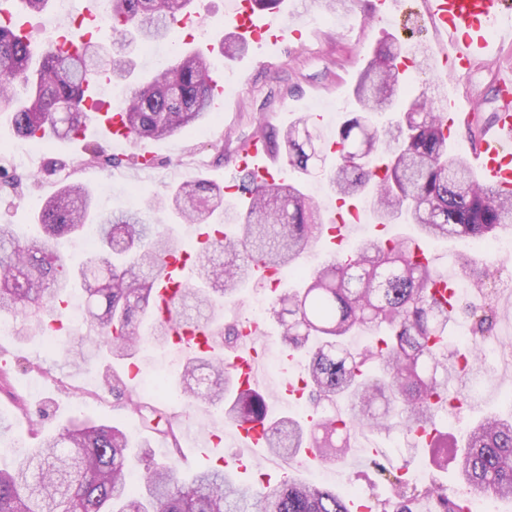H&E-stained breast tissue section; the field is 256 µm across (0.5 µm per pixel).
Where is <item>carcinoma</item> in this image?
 Here are the masks:
<instances>
[{
    "label": "carcinoma",
    "instance_id": "1",
    "mask_svg": "<svg viewBox=\"0 0 512 512\" xmlns=\"http://www.w3.org/2000/svg\"><path fill=\"white\" fill-rule=\"evenodd\" d=\"M110 10L89 23L97 30L111 24L112 60L90 39L72 54L50 46L32 66L29 37L0 24V113L9 114L14 132L29 140L70 138L97 112L90 92L103 77L119 83L130 74L126 48L133 41L167 39L187 15L191 0H109ZM224 57L246 53L235 32L224 35ZM404 54L395 40L371 58L352 89L359 112L336 134V151L322 146L317 128L305 116L283 131L271 148L284 151L286 165L309 175L317 163L342 202L367 193L379 223L404 220L414 237H370L353 249L334 254L316 270L301 269L302 255L326 234L321 206L298 180L285 178L252 187L244 211L224 213L210 241L192 252L205 280L186 288L174 313L194 321L220 300L236 295L259 263L293 271L302 285L283 288L270 311L292 350L311 346L306 387L314 401H348L342 409L303 424L284 417L269 427V448L289 462L301 448L314 450L321 463H337L351 449L352 438L366 431L398 430L413 447L431 448L438 470L453 466L474 494L512 499V417L486 418L470 427L463 444L435 426L439 409L474 401L491 376L477 368L475 354L463 353L451 338L460 307L437 296L448 275L424 264L418 253L430 240L499 238L512 231V192L482 184L469 166L448 154L434 96L421 89L402 91L396 61ZM215 66L199 53L175 55L150 82L129 92L125 121L135 140L160 139L186 131L211 116L206 107ZM9 162L0 158V192L16 191ZM224 188L190 177L154 199L148 211L125 210L97 219L92 193L60 179L57 193L36 216L39 237L21 240L13 225L0 224V317L14 323L17 337L43 336L57 315L58 300L70 298V267L54 257L52 247L66 235H82L93 225L100 251L77 267L86 296L81 328L125 358L140 345L169 341L164 324L152 319L150 304L161 283L166 258L182 251L162 228L169 212L186 224H208L222 208ZM224 255L219 261L216 254ZM472 333L486 337L495 311L473 308ZM354 333H369L371 344L353 350ZM181 392L187 400L224 405V422L260 419L265 399L257 391L227 398L232 379L224 358L213 353L187 359L181 368ZM229 402H224V399ZM143 431L157 433L170 448L161 461L150 445H140L144 468L131 484V433L98 418L77 419L37 448L0 467V512H351L349 493L304 483L285 475L259 495L228 479L222 467H206L190 478L179 476L178 427L168 412L140 400H127ZM390 464L389 494L375 500L376 512H412V505L434 500L438 512H463L464 501L430 481L414 483Z\"/></svg>",
    "mask_w": 512,
    "mask_h": 512
}]
</instances>
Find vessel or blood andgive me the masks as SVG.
<instances>
[{
	"mask_svg": "<svg viewBox=\"0 0 512 512\" xmlns=\"http://www.w3.org/2000/svg\"><path fill=\"white\" fill-rule=\"evenodd\" d=\"M504 0H431V16L435 23L454 40L457 51L448 60L452 71L466 72L472 65L496 52V39L500 34L512 36V23L504 20ZM300 16L296 13L274 9L268 13L256 10L253 0H237L233 13L224 17L225 26L235 29L248 43L274 52L288 35L298 34ZM501 105L494 123L487 129L482 147L474 155L483 179L493 181L505 190H512V76L498 81ZM92 128L105 139L118 145L130 142V133L121 112L99 114L91 123ZM240 172H252L256 182H264L287 174L288 169L274 160L263 140H255L246 149L239 166ZM189 257L185 253L167 259L166 283L158 288L155 306L160 313H167L181 286L186 285L185 270ZM244 341L224 360L240 390H257L259 386V353L256 338L260 333L257 323H242ZM171 344L187 353L211 350L210 331L205 327L175 325ZM231 437L250 456L233 454L225 457L224 464L239 475L248 474L252 454L267 446L266 429L262 422L244 420L233 425Z\"/></svg>",
	"mask_w": 512,
	"mask_h": 512,
	"instance_id": "obj_1",
	"label": "vessel or blood"
}]
</instances>
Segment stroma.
Wrapping results in <instances>:
<instances>
[{"mask_svg": "<svg viewBox=\"0 0 512 512\" xmlns=\"http://www.w3.org/2000/svg\"><path fill=\"white\" fill-rule=\"evenodd\" d=\"M375 0H335L334 9H327L326 0H298L307 16L302 39H289L272 63H263V48L250 46L248 52L234 60L213 53L222 78L232 79L243 101L241 107L221 111L217 121L203 125L192 134L180 133L163 140L152 141L157 153L153 168L135 165L136 145L117 146L102 140L85 141L52 139L41 142L31 157L30 166L20 171L17 193H0V224L15 225L21 236L34 234L35 216L43 202L59 187L57 177L43 176L50 162L71 163L73 181L92 189L96 208L108 214L120 210L146 208L155 195L164 193L183 179L202 175L213 182L223 183L224 171L233 167L237 157L260 133L281 131L297 117L320 114L318 130L324 143H331L340 125L352 117L357 105L352 89L367 61L386 41L398 39L407 50L418 46L429 49L422 81L437 87L440 100L454 99L464 115L456 123L449 141L453 154L476 148V136L491 123L498 105L496 74L500 68L512 67V45L504 47L498 57L477 62L472 71L460 77L448 75L440 65L442 56L452 47L446 34L436 30L427 13L426 0H403L402 14L391 24L371 22ZM234 6L233 0H195L191 30H177V51H189L191 44H219L225 34L224 15ZM80 0H70L67 9H60L59 0H50L44 13L27 17V31L34 50L40 51L61 35V26L78 17ZM135 64L129 83L100 88L98 97L102 109L114 110L118 99L128 87L146 81L157 70L145 55L141 43L127 49ZM94 149L107 158V165L78 167L74 161L85 149ZM427 253L434 267L447 273L450 282L467 286L462 301L474 304L479 300L481 282L475 274L465 273L464 261L474 266H488L491 272L512 269V259L486 257L476 253L468 240L451 239L429 245ZM496 308V323L486 341L498 348L489 362L491 383L479 400L462 409H446L437 417L443 431L459 436L485 414L507 417L512 415V291L492 296ZM263 332L257 345L264 354L274 355L278 363L277 376L263 375V396H271L282 376L303 372L302 356L288 358L280 329L271 318L259 321ZM87 338L77 321H69L68 331L55 352H45L39 337L17 339L0 335V364L4 365L9 383L0 387V418L6 423L0 430V443L9 445L22 441L25 447H37L41 438L57 434L75 417L98 416L137 431L136 415L126 401L141 395L139 384H126L113 390V375H125L124 360L100 351L84 366L69 365L63 355L66 348L86 343ZM50 371L54 379L46 382L38 369ZM161 408L175 413L182 429L191 431L197 439H205L212 429H223L224 408L220 405L174 404L160 400ZM394 434L367 433L360 436L354 447L351 464L337 466V476L329 488L345 490L350 478H358L364 497L385 496L388 484L375 464L374 449H395L399 457L408 450L395 447Z\"/></svg>", "mask_w": 512, "mask_h": 512, "instance_id": "1", "label": "stroma"}]
</instances>
